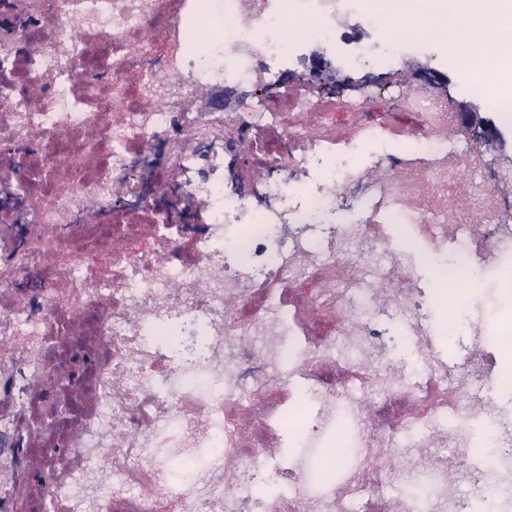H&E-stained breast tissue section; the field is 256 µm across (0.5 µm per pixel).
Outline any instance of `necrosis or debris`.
Wrapping results in <instances>:
<instances>
[{
  "instance_id": "1",
  "label": "necrosis or debris",
  "mask_w": 512,
  "mask_h": 512,
  "mask_svg": "<svg viewBox=\"0 0 512 512\" xmlns=\"http://www.w3.org/2000/svg\"><path fill=\"white\" fill-rule=\"evenodd\" d=\"M360 0H0V512H507L512 413L451 371L419 255L512 263V169L410 82L322 100L311 51L394 76L437 48ZM512 48L458 78L512 112ZM242 91L237 111L197 106ZM277 129V146L255 135ZM253 179L234 191L225 134ZM359 218H337L343 206ZM481 213L471 223L470 213ZM407 245L393 246L390 225ZM414 341L402 363L393 335ZM344 423L337 481L299 459L270 497L256 431ZM422 434L427 457L404 441ZM449 464H441L440 454ZM240 467L234 482L224 462ZM467 474L473 496L463 495ZM416 479L426 501L387 491Z\"/></svg>"
}]
</instances>
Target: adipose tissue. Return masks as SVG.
<instances>
[{"label": "adipose tissue", "instance_id": "1", "mask_svg": "<svg viewBox=\"0 0 512 512\" xmlns=\"http://www.w3.org/2000/svg\"><path fill=\"white\" fill-rule=\"evenodd\" d=\"M433 32L455 68L466 69L463 47L481 44L484 30L507 29L512 25V0H445L430 13Z\"/></svg>", "mask_w": 512, "mask_h": 512}]
</instances>
